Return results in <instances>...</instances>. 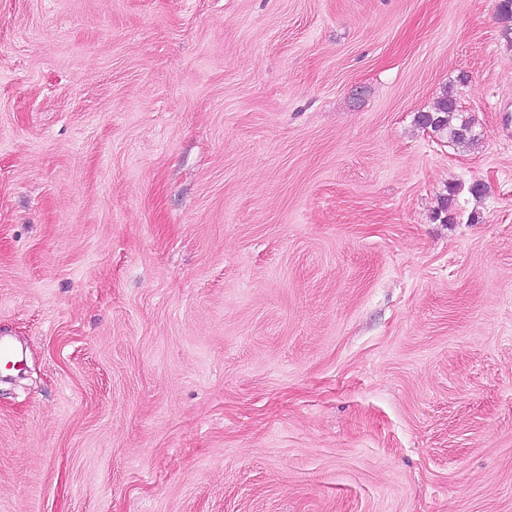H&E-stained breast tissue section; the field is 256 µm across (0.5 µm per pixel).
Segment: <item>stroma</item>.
<instances>
[{"label": "stroma", "mask_w": 512, "mask_h": 512, "mask_svg": "<svg viewBox=\"0 0 512 512\" xmlns=\"http://www.w3.org/2000/svg\"><path fill=\"white\" fill-rule=\"evenodd\" d=\"M496 6L0 0V512H512ZM458 103L457 94L445 89L430 111L418 113L416 123L437 134H445L449 144L462 147L474 137V121L463 116L457 118L461 112Z\"/></svg>", "instance_id": "stroma-1"}]
</instances>
